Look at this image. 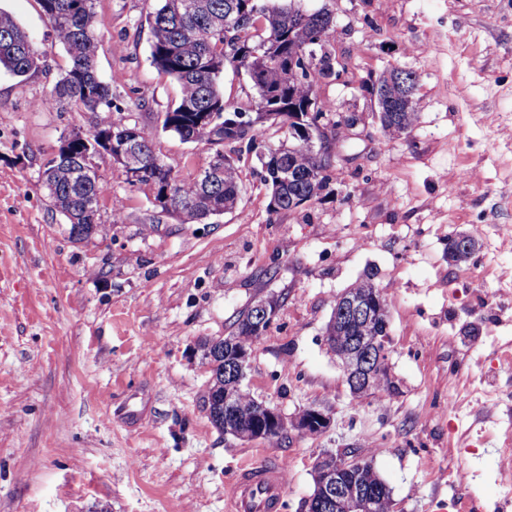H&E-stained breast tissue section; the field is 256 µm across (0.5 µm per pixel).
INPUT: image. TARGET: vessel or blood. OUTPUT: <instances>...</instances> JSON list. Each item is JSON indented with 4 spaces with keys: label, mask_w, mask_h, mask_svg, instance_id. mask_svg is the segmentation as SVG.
Instances as JSON below:
<instances>
[{
    "label": "vessel or blood",
    "mask_w": 512,
    "mask_h": 512,
    "mask_svg": "<svg viewBox=\"0 0 512 512\" xmlns=\"http://www.w3.org/2000/svg\"><path fill=\"white\" fill-rule=\"evenodd\" d=\"M282 469L279 460L260 467L242 464L225 491L226 512H282Z\"/></svg>",
    "instance_id": "obj_1"
}]
</instances>
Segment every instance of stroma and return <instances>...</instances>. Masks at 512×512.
<instances>
[{"label":"stroma","instance_id":"1","mask_svg":"<svg viewBox=\"0 0 512 512\" xmlns=\"http://www.w3.org/2000/svg\"><path fill=\"white\" fill-rule=\"evenodd\" d=\"M158 0H95L97 65L128 123L181 177L207 145L163 127L180 94L150 61ZM330 9L347 72L319 99L362 121L327 188L271 212L255 156L238 208L202 222L160 213L123 169H100L107 237L73 241L41 186L47 155L88 133L86 112L38 111L68 68L38 0H0L41 53L0 70V512H225L242 461L285 462V512H305L322 451L372 460L394 512H512V0H303ZM417 79L420 119L389 136L368 88L384 70ZM476 234L469 262L448 240ZM385 287L398 389L355 400L325 341L334 302L366 274ZM279 306L243 380L286 417L315 406L321 434L242 441L211 422L203 345L257 301ZM456 410H449V396Z\"/></svg>","mask_w":512,"mask_h":512}]
</instances>
